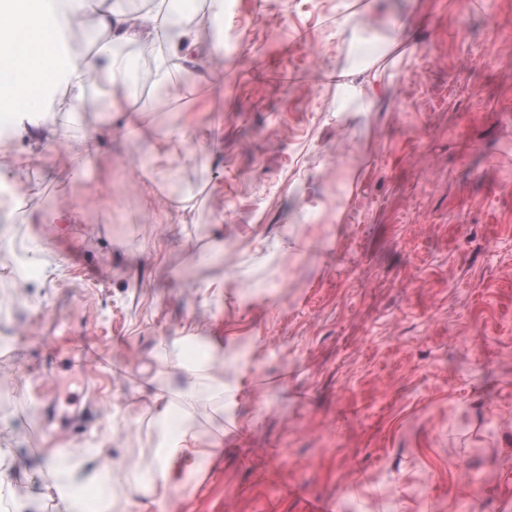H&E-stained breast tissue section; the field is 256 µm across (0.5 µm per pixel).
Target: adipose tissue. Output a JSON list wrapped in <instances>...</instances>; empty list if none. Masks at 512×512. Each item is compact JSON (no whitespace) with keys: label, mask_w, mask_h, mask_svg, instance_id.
<instances>
[{"label":"adipose tissue","mask_w":512,"mask_h":512,"mask_svg":"<svg viewBox=\"0 0 512 512\" xmlns=\"http://www.w3.org/2000/svg\"><path fill=\"white\" fill-rule=\"evenodd\" d=\"M174 0H144L134 8L130 0H0V69L13 75L14 88L10 128L0 130V183L13 189L15 200L27 191V173L48 142L66 144L72 151L74 170H81L96 149L91 133L74 135L66 116L83 111L87 90L99 84L109 88L110 108L130 111V80L140 61H147L151 84L157 90L177 89L180 76L206 68L208 83L217 89L224 84V28L221 21L225 0H206V7L191 11L187 21H173ZM90 20L98 39L93 53L59 54L74 25ZM405 42L403 27L393 28L385 52L362 67L336 70V109L340 112L374 111L377 88L386 70L396 68ZM28 138V149L18 147ZM184 132L170 129L155 137L150 151L154 164L141 166L144 181L157 185L165 167L182 161ZM166 360L184 379L177 401L154 398V415L159 424L177 421V430L161 437L151 488L153 500H174L171 470L200 460H211L224 443L223 435L201 441L194 408L206 400L214 417L232 413L239 390V375L249 369L235 341L221 333L198 328L189 330L164 347ZM235 362L238 375L214 379L215 367ZM111 469L105 451L88 448L70 455L46 458L42 467L18 472L14 452L0 448V499L10 500L15 512H44L40 499L21 495V481L41 480L58 501L60 512H83L87 493H103Z\"/></svg>","instance_id":"ef3b65f1"}]
</instances>
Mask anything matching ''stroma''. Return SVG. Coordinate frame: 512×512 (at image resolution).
Returning <instances> with one entry per match:
<instances>
[{"label":"stroma","mask_w":512,"mask_h":512,"mask_svg":"<svg viewBox=\"0 0 512 512\" xmlns=\"http://www.w3.org/2000/svg\"><path fill=\"white\" fill-rule=\"evenodd\" d=\"M366 2L231 0L223 94L138 86L145 131L190 121L168 183L187 210L129 176L145 147L105 87L69 119L99 129L82 180L67 146L41 150L25 205L0 206V442L25 466L44 459L40 364L95 321L107 409L75 431L88 380L62 370L55 427L76 443L59 452L109 438L140 512L150 397L183 385L160 345L212 325L263 336L242 428L152 512H512V0H424L379 111L340 112L316 73L350 63L338 23ZM75 207L79 222L35 221ZM44 250L57 265L20 281L16 259Z\"/></svg>","instance_id":"1"}]
</instances>
